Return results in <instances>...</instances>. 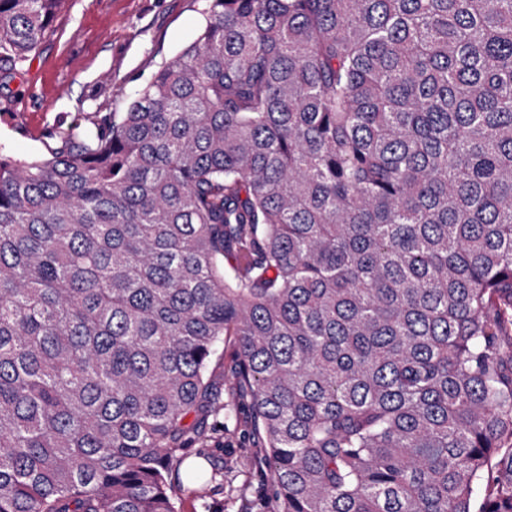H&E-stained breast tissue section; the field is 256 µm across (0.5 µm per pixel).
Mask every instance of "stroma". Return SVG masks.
<instances>
[{"instance_id":"stroma-1","label":"stroma","mask_w":512,"mask_h":512,"mask_svg":"<svg viewBox=\"0 0 512 512\" xmlns=\"http://www.w3.org/2000/svg\"><path fill=\"white\" fill-rule=\"evenodd\" d=\"M206 0H63L36 52L0 73V150L18 158L48 154L80 139L108 113L123 111L165 63L198 36ZM237 337L210 363L223 379L205 438L182 449L202 458L208 490L198 498L179 486L172 461L166 481L178 512H278L262 434L249 398L234 394Z\"/></svg>"}]
</instances>
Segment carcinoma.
Masks as SVG:
<instances>
[{
  "instance_id": "1",
  "label": "carcinoma",
  "mask_w": 512,
  "mask_h": 512,
  "mask_svg": "<svg viewBox=\"0 0 512 512\" xmlns=\"http://www.w3.org/2000/svg\"><path fill=\"white\" fill-rule=\"evenodd\" d=\"M58 2L0 0V72ZM207 2L125 111L0 151V512H178L226 336L279 512H512V0Z\"/></svg>"
}]
</instances>
